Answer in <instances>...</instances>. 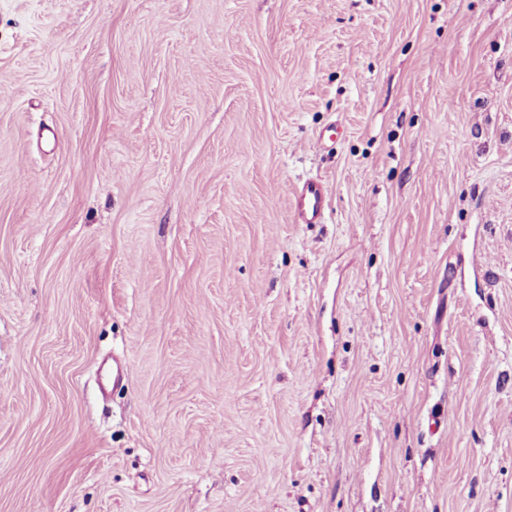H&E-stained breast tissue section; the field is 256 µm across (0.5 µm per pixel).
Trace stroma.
I'll return each instance as SVG.
<instances>
[{
  "label": "stroma",
  "instance_id": "35a3bbf8",
  "mask_svg": "<svg viewBox=\"0 0 512 512\" xmlns=\"http://www.w3.org/2000/svg\"><path fill=\"white\" fill-rule=\"evenodd\" d=\"M1 73L0 512H512V0H0ZM326 189L319 179H308L294 199L300 224H320L325 209Z\"/></svg>",
  "mask_w": 512,
  "mask_h": 512
}]
</instances>
